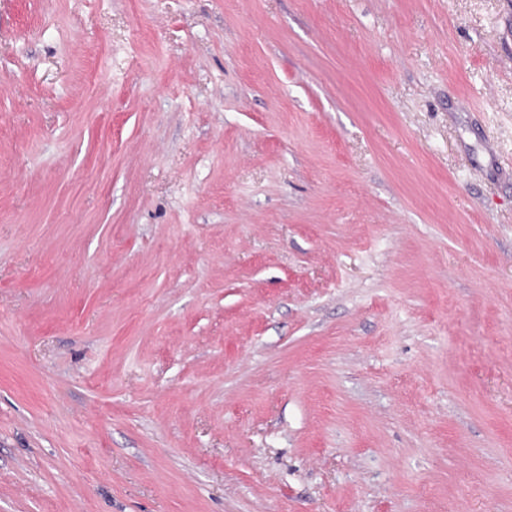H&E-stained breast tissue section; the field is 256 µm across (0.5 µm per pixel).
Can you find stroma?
I'll return each mask as SVG.
<instances>
[{
    "mask_svg": "<svg viewBox=\"0 0 512 512\" xmlns=\"http://www.w3.org/2000/svg\"><path fill=\"white\" fill-rule=\"evenodd\" d=\"M0 512H512V0H0Z\"/></svg>",
    "mask_w": 512,
    "mask_h": 512,
    "instance_id": "35a3bbf8",
    "label": "stroma"
}]
</instances>
